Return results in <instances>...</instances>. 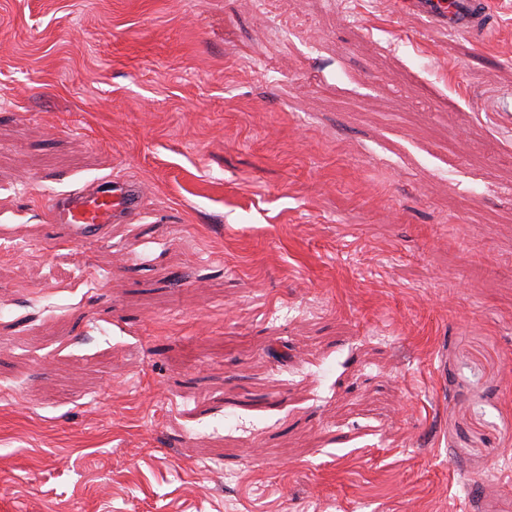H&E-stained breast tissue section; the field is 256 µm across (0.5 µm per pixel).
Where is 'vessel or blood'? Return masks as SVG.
I'll use <instances>...</instances> for the list:
<instances>
[{
	"label": "vessel or blood",
	"mask_w": 512,
	"mask_h": 512,
	"mask_svg": "<svg viewBox=\"0 0 512 512\" xmlns=\"http://www.w3.org/2000/svg\"><path fill=\"white\" fill-rule=\"evenodd\" d=\"M402 4L452 33L463 31L481 38L489 25V0H402ZM141 200L139 185L111 178L92 188L53 198L50 221L64 225L74 240L96 239L107 234L112 224L134 216Z\"/></svg>",
	"instance_id": "obj_1"
}]
</instances>
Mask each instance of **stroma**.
<instances>
[{"instance_id": "stroma-1", "label": "stroma", "mask_w": 512, "mask_h": 512, "mask_svg": "<svg viewBox=\"0 0 512 512\" xmlns=\"http://www.w3.org/2000/svg\"><path fill=\"white\" fill-rule=\"evenodd\" d=\"M0 0V512H512V0ZM138 213L76 242L56 195ZM402 4L450 33L463 31L482 39L489 25L488 0H403ZM142 197L138 184L124 179H107L90 189L54 197L49 205L50 221L65 224L67 234L73 240L101 238L112 223L134 216Z\"/></svg>"}]
</instances>
